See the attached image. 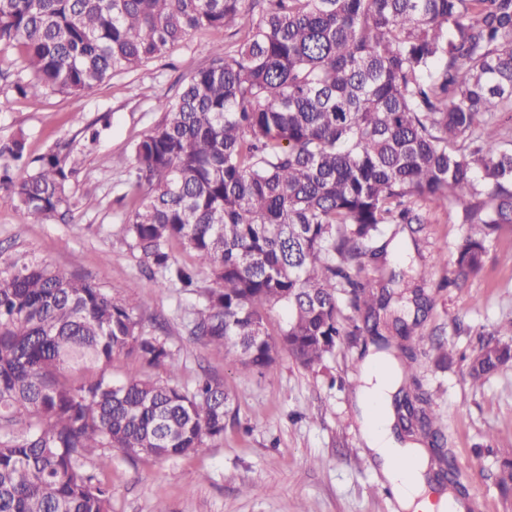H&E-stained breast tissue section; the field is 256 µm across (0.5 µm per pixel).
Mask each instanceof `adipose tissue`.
<instances>
[{
    "label": "adipose tissue",
    "mask_w": 512,
    "mask_h": 512,
    "mask_svg": "<svg viewBox=\"0 0 512 512\" xmlns=\"http://www.w3.org/2000/svg\"><path fill=\"white\" fill-rule=\"evenodd\" d=\"M397 372L382 354L369 359L362 367L358 396L367 415L366 443L384 461V472L403 512H447V495L432 499L425 479L423 459L419 451L394 445L390 438L393 414L391 395Z\"/></svg>",
    "instance_id": "obj_1"
}]
</instances>
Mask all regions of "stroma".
Masks as SVG:
<instances>
[{"label": "stroma", "instance_id": "35a3bbf8", "mask_svg": "<svg viewBox=\"0 0 512 512\" xmlns=\"http://www.w3.org/2000/svg\"><path fill=\"white\" fill-rule=\"evenodd\" d=\"M221 30H198L163 58L112 76L80 95L22 97L9 81L21 67L18 54L0 51V145L24 137L30 156L68 144L82 164L69 183L74 201L67 222L31 215L0 190V267L29 254L123 298L141 316L146 333L160 336L173 354L170 366L149 369L119 355L114 378L136 375L193 387L210 374L235 396L222 438L197 452L169 459L128 458L113 452L99 477L112 489V512H403L379 462L364 439L358 390L372 351L363 337L345 336L322 366L308 370L281 354L269 372L242 370L230 356L189 334L193 313L211 278L198 269V286L160 289L141 272L137 256L112 233L133 208L126 198L134 177L133 144L162 121L161 98H172L197 69L208 66L210 45L230 44ZM100 131L90 143L87 128ZM93 196L96 206L81 204ZM424 225H396L395 244L368 260L363 280L375 283L404 260L431 267L427 282L405 277L406 291L423 289L430 300L418 319L414 374L442 422L445 445L457 464L473 512H512V497L498 487L501 465L512 459V364L481 384L467 376L470 356L499 326L512 320V230L490 242L482 271L454 284L452 260L468 233L463 207H422ZM450 354L436 364L438 347Z\"/></svg>", "mask_w": 512, "mask_h": 512}]
</instances>
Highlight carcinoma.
Returning a JSON list of instances; mask_svg holds the SVG:
<instances>
[{
  "label": "carcinoma",
  "instance_id": "1",
  "mask_svg": "<svg viewBox=\"0 0 512 512\" xmlns=\"http://www.w3.org/2000/svg\"><path fill=\"white\" fill-rule=\"evenodd\" d=\"M201 29H232L237 45L211 46L210 64L158 100L164 119L132 149L134 211L112 234L161 287H196L171 241L196 256L213 287L190 336L246 371L283 351L313 369L366 334L409 377L418 322L387 314L400 273L377 288L359 274L383 225L422 223L419 202L465 204L459 282L512 226V136L496 124L512 116V0H0V49L34 75L12 81L22 97L87 93ZM78 165L54 151L33 165L15 139L0 147V189L64 222ZM341 288L364 314L349 333ZM275 306L287 315L272 334ZM120 354L150 368L172 358L97 284L35 257L0 267V512H112L91 449L167 459L224 436L220 382L114 380L101 367ZM510 362L512 341L491 337L468 376ZM393 403L464 495L430 399L404 385Z\"/></svg>",
  "mask_w": 512,
  "mask_h": 512
}]
</instances>
